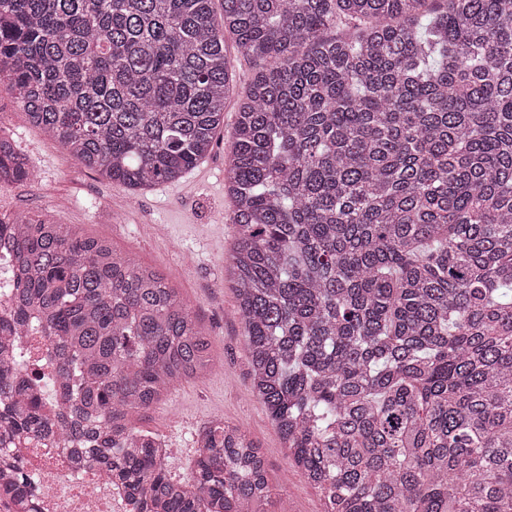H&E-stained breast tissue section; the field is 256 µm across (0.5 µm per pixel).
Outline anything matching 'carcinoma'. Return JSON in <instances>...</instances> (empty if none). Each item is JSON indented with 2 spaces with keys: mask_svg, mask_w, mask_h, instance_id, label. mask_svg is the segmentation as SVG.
Returning <instances> with one entry per match:
<instances>
[{
  "mask_svg": "<svg viewBox=\"0 0 512 512\" xmlns=\"http://www.w3.org/2000/svg\"><path fill=\"white\" fill-rule=\"evenodd\" d=\"M0 0V78L131 191L237 121L227 257L254 392L324 512H512V0ZM263 63L234 92L224 48ZM0 127V183L32 179ZM15 334L56 362L53 419L7 364L3 431L73 439L150 512H269L258 443L216 420L187 477L132 424L214 365L164 274L70 224L0 223Z\"/></svg>",
  "mask_w": 512,
  "mask_h": 512,
  "instance_id": "carcinoma-1",
  "label": "carcinoma"
}]
</instances>
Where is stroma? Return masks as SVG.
<instances>
[{
  "label": "stroma",
  "mask_w": 512,
  "mask_h": 512,
  "mask_svg": "<svg viewBox=\"0 0 512 512\" xmlns=\"http://www.w3.org/2000/svg\"><path fill=\"white\" fill-rule=\"evenodd\" d=\"M0 119L38 177L34 183L8 185L0 206L74 225L82 234L109 241L117 252L158 268L211 338L216 366L207 375L176 383L165 399L135 420L139 429L166 442L170 471L180 477L189 474L195 435L220 414L245 426L259 443L269 480L280 488L271 512H324L322 493L291 465L279 432L252 387L243 324L226 263L235 241L224 193L235 105H227L221 137L197 167L178 182L135 193L101 178L46 137L3 84Z\"/></svg>",
  "instance_id": "stroma-1"
}]
</instances>
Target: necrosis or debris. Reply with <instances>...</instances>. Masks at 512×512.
Listing matches in <instances>:
<instances>
[{
	"label": "necrosis or debris",
	"mask_w": 512,
	"mask_h": 512,
	"mask_svg": "<svg viewBox=\"0 0 512 512\" xmlns=\"http://www.w3.org/2000/svg\"><path fill=\"white\" fill-rule=\"evenodd\" d=\"M16 458L27 479L26 495L0 484V512H136L124 488L94 467H75L61 440L34 439L0 449Z\"/></svg>",
	"instance_id": "obj_1"
}]
</instances>
